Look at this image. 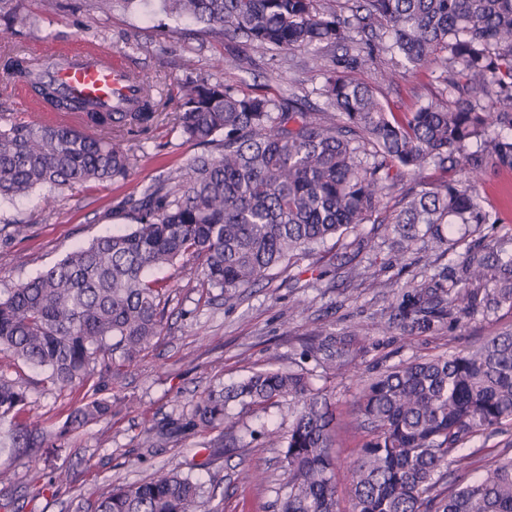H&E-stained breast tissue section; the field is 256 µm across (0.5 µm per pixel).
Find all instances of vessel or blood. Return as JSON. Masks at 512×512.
I'll list each match as a JSON object with an SVG mask.
<instances>
[{
	"mask_svg": "<svg viewBox=\"0 0 512 512\" xmlns=\"http://www.w3.org/2000/svg\"><path fill=\"white\" fill-rule=\"evenodd\" d=\"M61 66L49 76L58 87L73 97L93 99L114 112L133 109L139 102L140 86L103 47L57 53Z\"/></svg>",
	"mask_w": 512,
	"mask_h": 512,
	"instance_id": "b4317fda",
	"label": "vessel or blood"
}]
</instances>
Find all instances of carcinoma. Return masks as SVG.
<instances>
[{"label": "carcinoma", "mask_w": 512, "mask_h": 512, "mask_svg": "<svg viewBox=\"0 0 512 512\" xmlns=\"http://www.w3.org/2000/svg\"><path fill=\"white\" fill-rule=\"evenodd\" d=\"M220 39L264 50L313 52L323 77V107L252 95L187 72L167 98L132 72L142 99L133 112H110L74 98L45 79L54 63L31 65L10 45L0 65L29 87L34 106L74 115L73 124L26 122L0 113V199L36 189L125 179L147 156L139 136L169 125L213 151L170 169L126 201L133 224L93 239L37 276L0 290V353L41 368L62 391L80 387L57 438L112 412L100 378L130 364L163 332L165 285L149 271L201 260L204 284L233 296L271 269L338 241L363 224L411 249L418 225L448 251L464 252L402 294L397 309L413 331L453 328L463 318L512 311V234L483 232L499 215L477 188L489 173L512 172V0H356L345 16L331 0H159ZM8 38L34 25L18 0H0ZM341 58L326 47L354 41ZM418 66L434 58L445 105L389 112L373 87L343 75L373 60L376 39ZM431 167L438 177L406 181ZM464 168L466 183L448 178ZM400 192V209L384 200ZM324 370L351 364L349 350L321 345ZM286 399L291 424L282 441L287 480L278 512H341L335 480V417L306 372L257 371L213 388L191 416L165 432L146 433L155 447L192 429L206 448L224 447L235 427L232 403L262 406ZM27 392L0 376V480L18 448L49 446L27 424ZM366 429L348 472L350 512H512V456H498L477 478L448 480L476 451L466 445L512 426V333L466 351L400 363L366 384L355 402ZM75 512H218L201 486L174 472L114 487Z\"/></svg>", "instance_id": "carcinoma-1"}]
</instances>
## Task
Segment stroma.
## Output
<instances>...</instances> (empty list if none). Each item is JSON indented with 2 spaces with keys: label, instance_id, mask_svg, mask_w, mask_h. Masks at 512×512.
I'll list each match as a JSON object with an SVG mask.
<instances>
[{
  "label": "stroma",
  "instance_id": "35a3bbf8",
  "mask_svg": "<svg viewBox=\"0 0 512 512\" xmlns=\"http://www.w3.org/2000/svg\"><path fill=\"white\" fill-rule=\"evenodd\" d=\"M20 9L37 20L23 37V48L77 43L96 33L128 68L148 75L161 93L185 75L190 61L195 75L218 77L253 94L293 91L307 96L311 109L321 105L313 90L322 78L303 51H260L247 68L237 61L241 47L201 39L192 21H178L183 39L165 38L158 29L164 14L147 7L100 14L88 11L85 0H62L59 12L47 14L40 0H20ZM382 70L389 71L388 81L378 80ZM439 73L434 63L417 69L393 65L389 54L380 51L372 65L351 71L350 77L373 85L388 111L403 113L445 99ZM142 141L148 156L124 180L50 194L41 190L0 206V287L28 280L74 248L123 230L129 222L122 208L125 198L139 195L162 171L203 151L163 127L147 132ZM18 221L27 224L26 234H13ZM375 251L371 279L364 272L367 260L355 245L340 254L329 243L316 257L285 271L273 270L232 298L203 287L196 258L158 271L168 286L166 329L129 368L105 376L101 395L112 401L111 416L66 436L65 449H19L8 481L0 483V503L15 501L19 512H71L73 499L92 500L115 485L172 470L190 476L203 491L222 494L221 512H276V491L286 478L276 439L290 425L287 400L236 406L235 445L206 469L198 466L208 454L204 435L185 433L159 448L147 447L144 438L147 429L164 430L171 421L189 417L210 388L260 370L291 369L312 374L315 387L329 397L336 414V481L341 506L349 508L348 470L364 442L351 415L362 383L400 363L466 350L487 337L512 332V312L502 310L489 319L478 315L462 320L452 329L442 325L431 332L408 333L394 308L397 296L423 282L448 258L429 242L402 254L397 244L376 241ZM318 333L345 344L355 368L323 371L308 351ZM0 374L27 389L32 422L46 433H58L72 393L44 385L40 370L3 353ZM33 459L47 476L68 473V482L30 498ZM249 469L258 470L260 479H247Z\"/></svg>",
  "mask_w": 512,
  "mask_h": 512
}]
</instances>
